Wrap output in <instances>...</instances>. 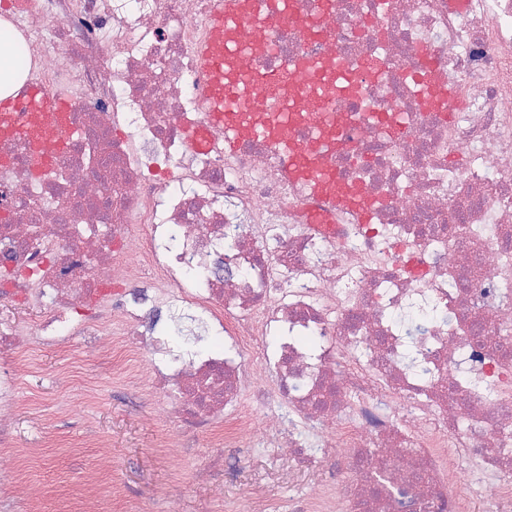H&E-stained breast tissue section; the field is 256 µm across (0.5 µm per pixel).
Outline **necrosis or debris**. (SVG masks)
I'll list each match as a JSON object with an SVG mask.
<instances>
[{"label": "necrosis or debris", "mask_w": 512, "mask_h": 512, "mask_svg": "<svg viewBox=\"0 0 512 512\" xmlns=\"http://www.w3.org/2000/svg\"><path fill=\"white\" fill-rule=\"evenodd\" d=\"M212 0H5L31 51L26 80L66 96L67 147L31 173L30 144L0 138V300L47 309L38 336L0 328V356L60 326L106 320L150 354L170 412L234 429L261 395L282 447H344L349 474L310 500L336 512H512V0H336L317 41L288 21L256 74L309 58L337 67L324 108L302 107L298 141L335 115L329 165L354 207L306 225L309 182L272 141L190 151L201 121L197 47ZM227 343L167 349L126 305L128 282ZM445 310L401 361L395 315ZM277 336L273 355L254 340ZM317 336L320 350L298 339ZM452 444L454 457L439 449Z\"/></svg>", "instance_id": "1"}]
</instances>
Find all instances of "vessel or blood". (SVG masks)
Returning a JSON list of instances; mask_svg holds the SVG:
<instances>
[{
	"label": "vessel or blood",
	"mask_w": 512,
	"mask_h": 512,
	"mask_svg": "<svg viewBox=\"0 0 512 512\" xmlns=\"http://www.w3.org/2000/svg\"><path fill=\"white\" fill-rule=\"evenodd\" d=\"M266 16L247 17L248 0H217L209 20V36L199 48V64L206 76L204 119L187 127L185 141L190 150L206 151L211 147V132L225 131V151H235L241 132L274 134L286 159L285 172L293 179L312 181L316 191L331 194L336 174L330 167L319 165L318 155L336 148L335 138H315L306 145L296 144L289 124V102L319 106L328 97L335 75L319 79L310 64L301 59L288 63L287 90L267 93L246 69V62L255 46L254 40L242 34L244 20L263 25L265 20L288 15L295 25L320 27V15H310L289 9L288 0H269ZM66 99L49 93L44 86L31 83L15 95L0 96V134L31 136L34 166H41L48 148L62 147L65 134L53 123L54 115L69 111ZM30 115L29 124L19 123L17 113Z\"/></svg>",
	"instance_id": "b4317fda"
}]
</instances>
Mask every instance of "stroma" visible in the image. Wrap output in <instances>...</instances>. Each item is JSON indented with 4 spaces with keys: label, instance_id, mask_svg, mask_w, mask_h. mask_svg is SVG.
<instances>
[{
    "label": "stroma",
    "instance_id": "stroma-1",
    "mask_svg": "<svg viewBox=\"0 0 512 512\" xmlns=\"http://www.w3.org/2000/svg\"><path fill=\"white\" fill-rule=\"evenodd\" d=\"M98 335L37 343L9 364L20 402L0 440V512H295L320 479L295 465L275 432L251 426L216 450L209 434L163 411L146 357Z\"/></svg>",
    "mask_w": 512,
    "mask_h": 512
}]
</instances>
